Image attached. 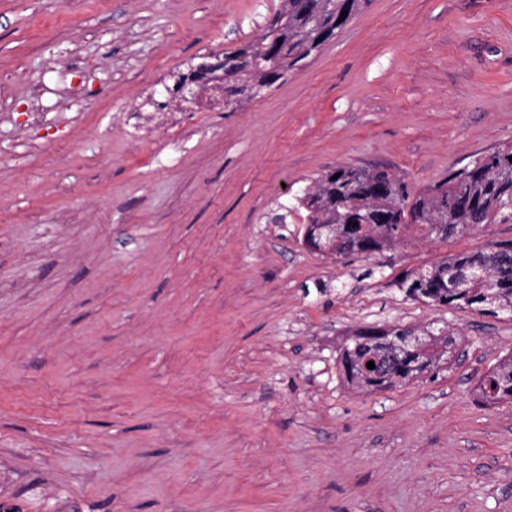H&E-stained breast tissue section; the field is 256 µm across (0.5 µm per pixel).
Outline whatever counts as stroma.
Wrapping results in <instances>:
<instances>
[{"label": "stroma", "instance_id": "stroma-1", "mask_svg": "<svg viewBox=\"0 0 512 512\" xmlns=\"http://www.w3.org/2000/svg\"><path fill=\"white\" fill-rule=\"evenodd\" d=\"M278 6L0 0V473L34 512H512V401L475 395L512 315L393 284L512 223L337 260L287 212L339 164L420 188L512 144V0H371L260 98L169 104ZM439 320L459 359L342 379L357 329Z\"/></svg>", "mask_w": 512, "mask_h": 512}]
</instances>
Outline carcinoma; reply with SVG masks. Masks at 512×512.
Masks as SVG:
<instances>
[{"label":"carcinoma","instance_id":"1","mask_svg":"<svg viewBox=\"0 0 512 512\" xmlns=\"http://www.w3.org/2000/svg\"><path fill=\"white\" fill-rule=\"evenodd\" d=\"M369 2L280 0L259 38L224 53V71L244 83L243 96L226 97L224 105L260 97L336 37ZM511 156L512 144L482 151L421 190L385 166L339 164L304 188L288 212L302 214L305 232L315 224L336 225V250L328 252L336 258L370 259L414 234L446 243L484 224L512 220ZM395 284L404 299L438 310L512 314V240L402 272ZM457 349L458 332L447 325H367L341 347L338 367L349 385L376 391L406 385L447 364ZM369 361L374 368H367ZM476 392L486 404L512 399V353L478 378Z\"/></svg>","mask_w":512,"mask_h":512}]
</instances>
